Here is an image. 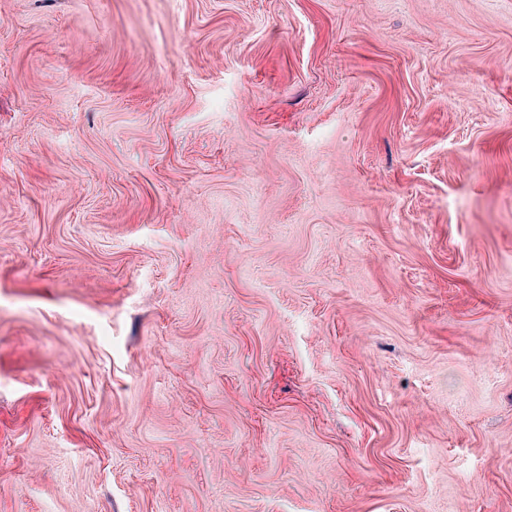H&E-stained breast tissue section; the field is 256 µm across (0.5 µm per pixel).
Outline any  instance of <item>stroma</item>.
<instances>
[{
  "instance_id": "35a3bbf8",
  "label": "stroma",
  "mask_w": 512,
  "mask_h": 512,
  "mask_svg": "<svg viewBox=\"0 0 512 512\" xmlns=\"http://www.w3.org/2000/svg\"><path fill=\"white\" fill-rule=\"evenodd\" d=\"M0 512H512V0H0Z\"/></svg>"
}]
</instances>
